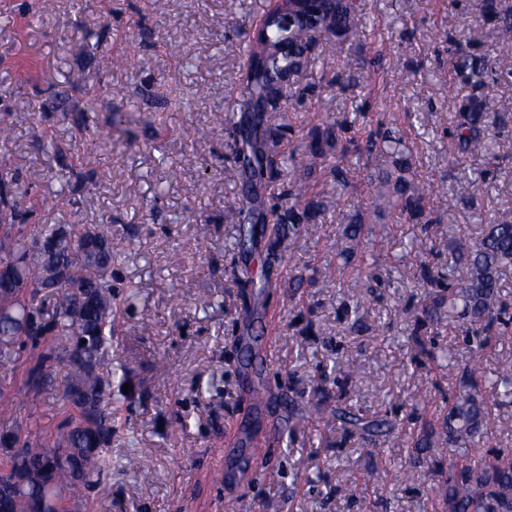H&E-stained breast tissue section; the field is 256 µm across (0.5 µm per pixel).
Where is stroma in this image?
Returning a JSON list of instances; mask_svg holds the SVG:
<instances>
[{
    "label": "stroma",
    "mask_w": 512,
    "mask_h": 512,
    "mask_svg": "<svg viewBox=\"0 0 512 512\" xmlns=\"http://www.w3.org/2000/svg\"><path fill=\"white\" fill-rule=\"evenodd\" d=\"M270 0H0V109L13 131L0 140V171L15 174L36 209L35 224H108L116 286L112 370L137 389L119 403L108 453L112 474L92 495L93 512H444L436 448L448 404L463 391L461 370L473 354L458 323L425 324L420 269L444 285L451 262L439 241L448 231L476 237L479 224L512 220V57L501 49L512 28L484 21L472 0H358L370 24L362 40L337 50L320 44L300 83L303 95L270 113L279 151L306 161L311 137L341 123L338 150L346 180L315 159L314 229L256 225L240 242L232 204L244 193L234 136L243 118L239 78L242 31L254 29ZM476 55L498 58L495 75L474 87L448 75L449 34ZM131 54L132 67L105 71L107 54ZM84 89L71 101L86 131L63 121L53 98L72 78ZM207 86L206 99L195 91ZM121 96H111V89ZM182 96L180 109L169 99ZM503 107L498 165L485 157H449L448 130L462 99ZM128 119L126 140L105 123L110 110ZM388 128L412 149L417 175L453 185L476 178L483 211L438 195L430 225L387 214L375 224L390 247L377 258L367 243L345 260V232L377 208L368 179L385 156L361 154L369 130ZM72 146L65 162L49 159L35 137ZM198 162L184 169L183 154ZM343 267L336 288L320 285ZM275 286L248 285L260 276ZM510 336L480 358L477 381L493 399L489 427L473 457L512 454V389L498 387L512 360V271L500 290ZM456 353L448 364L447 350ZM30 360L0 365V398L17 420L48 430L66 410L54 393L22 383ZM354 361L346 376L336 361ZM341 397L348 410L395 425L425 420L419 437L381 438L377 452L352 428L324 425L308 411L314 390ZM135 453L137 473L124 469ZM378 479L362 491L365 470Z\"/></svg>",
    "instance_id": "stroma-1"
}]
</instances>
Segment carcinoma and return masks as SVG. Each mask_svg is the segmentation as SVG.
I'll use <instances>...</instances> for the list:
<instances>
[{
  "instance_id": "obj_1",
  "label": "carcinoma",
  "mask_w": 512,
  "mask_h": 512,
  "mask_svg": "<svg viewBox=\"0 0 512 512\" xmlns=\"http://www.w3.org/2000/svg\"><path fill=\"white\" fill-rule=\"evenodd\" d=\"M474 6L485 20L512 28V8L501 0H474ZM276 13L273 7L261 19L263 34H248L239 84L240 108L247 113L246 125L240 129L241 146L248 147L250 155L241 163V174L258 182L279 178L283 159L274 149L267 113L286 107L297 94L298 78L303 76L314 46L323 39L334 40L340 52L365 30L357 0H328L326 14L309 32L282 25ZM494 68L495 63L473 57L461 47L451 61V71L476 87ZM499 122V113L487 100L478 96L464 100L448 133V157L471 154L496 159L488 130ZM334 138V127L329 125L312 141L311 152L326 154ZM365 143L367 150L391 158L404 154L400 150L403 139L379 129L369 131ZM410 171L407 165L377 176V198L395 214L429 224L426 205L432 196L445 193V188L419 180ZM476 191L475 181L463 178L456 182L454 197L472 203ZM286 195L292 201L286 215L255 195L234 205L242 241H247L253 225L265 214L276 224L285 220L308 223L311 201L306 165L296 167ZM22 196L11 175L0 176V265L14 269V277L0 285V362L12 363L19 351H32L24 384L36 394L53 385L54 364L67 362L69 374L60 394L70 412L54 430H40L33 439L31 424L17 422L9 403L0 399V431L13 436L25 470L38 475L8 493L10 507L12 512H31L36 504L47 501L54 504L52 512H88L90 491L112 470V458L106 453L113 422L112 275L120 254L112 249L111 229L102 224L32 229L31 212L24 208ZM479 228L475 243L466 237L455 239L448 293L422 309L432 324L438 322L442 309L448 312V320H462L465 334L478 340L477 353L499 334V279L512 267V221ZM39 242L50 250H38ZM308 410L325 423L346 419L368 437L380 431L373 421L346 415L338 400L314 394L308 399ZM488 415V402L469 390L448 404V426L438 452L449 459L448 475L443 479L444 500L453 512H512V459L469 461L464 478L457 476L454 467V457L468 456L469 449L480 441Z\"/></svg>"
}]
</instances>
